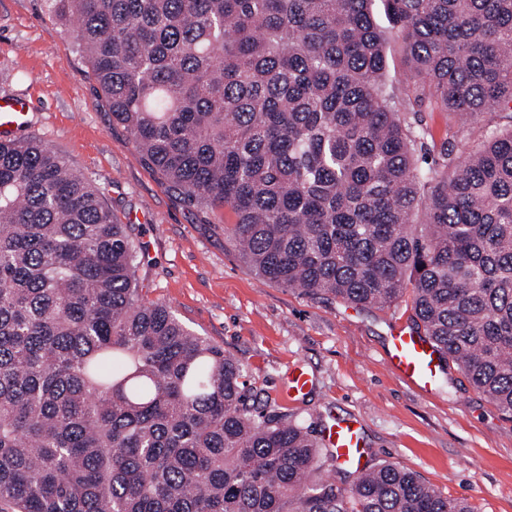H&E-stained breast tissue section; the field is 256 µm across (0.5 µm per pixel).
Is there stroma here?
<instances>
[{"label": "stroma", "mask_w": 512, "mask_h": 512, "mask_svg": "<svg viewBox=\"0 0 512 512\" xmlns=\"http://www.w3.org/2000/svg\"><path fill=\"white\" fill-rule=\"evenodd\" d=\"M29 104L31 133L104 188L118 221L131 225L148 262L141 295L171 307L196 334L243 368L256 404L322 430L356 418L372 462L413 471L473 512H512V419L476 391L464 370L422 393L388 367L393 328L410 300L354 306L255 276L224 238L231 213L187 206L140 160L130 132L112 120L65 19L45 0H0V97ZM435 139L481 138V122L422 113ZM292 365L314 386L295 402L279 395Z\"/></svg>", "instance_id": "stroma-1"}]
</instances>
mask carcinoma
<instances>
[{
	"mask_svg": "<svg viewBox=\"0 0 512 512\" xmlns=\"http://www.w3.org/2000/svg\"><path fill=\"white\" fill-rule=\"evenodd\" d=\"M374 2L48 0L142 162L230 210L256 276L410 292L413 328L512 418V125L457 151L409 117L512 113V0H380L389 32ZM130 228L43 140L0 141V512H472L255 406L234 359L143 301Z\"/></svg>",
	"mask_w": 512,
	"mask_h": 512,
	"instance_id": "cac0c4a2",
	"label": "carcinoma"
}]
</instances>
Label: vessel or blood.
I'll list each match as a JSON object with an SVG mask.
<instances>
[{
    "instance_id": "1",
    "label": "vessel or blood",
    "mask_w": 512,
    "mask_h": 512,
    "mask_svg": "<svg viewBox=\"0 0 512 512\" xmlns=\"http://www.w3.org/2000/svg\"><path fill=\"white\" fill-rule=\"evenodd\" d=\"M31 127L28 106L24 100L0 98V140L20 136ZM386 360L393 373L407 386L421 392L431 389L443 370L440 356L428 337L414 332L409 325H398L390 336ZM313 381L303 369L295 367L288 372L284 399L293 400L306 395ZM322 438L334 448L340 464L361 471L368 461V452L356 419H345L326 427Z\"/></svg>"
}]
</instances>
